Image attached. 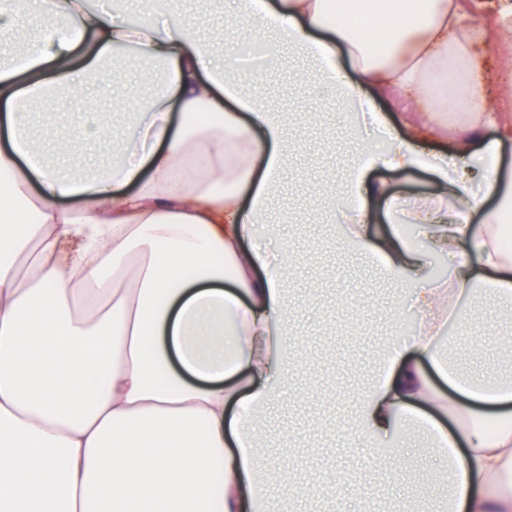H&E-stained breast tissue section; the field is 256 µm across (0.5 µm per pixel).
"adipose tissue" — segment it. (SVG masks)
Instances as JSON below:
<instances>
[{
  "instance_id": "adipose-tissue-1",
  "label": "adipose tissue",
  "mask_w": 512,
  "mask_h": 512,
  "mask_svg": "<svg viewBox=\"0 0 512 512\" xmlns=\"http://www.w3.org/2000/svg\"><path fill=\"white\" fill-rule=\"evenodd\" d=\"M474 0H376L360 28L332 20L331 0H229L224 52L204 20L144 8L141 24L87 0H0V50L19 19L45 21L44 39L0 65V512H262L276 492L263 478L259 417L287 396L292 366L285 281L295 258L253 246L286 164L291 116L272 111L261 84L237 79L242 32L272 60L308 66L295 79L326 89L354 123L382 136L359 146L323 206L384 276L405 279L424 327L393 338L362 398L359 429L389 457L406 427L423 430L448 463L446 512H512V380L461 373L458 346L439 354L448 298L512 302V253L498 230L512 194L483 223L468 215L499 189L512 138L502 101L512 86L481 70L487 25ZM133 45L165 77L136 115L119 162L78 178L112 128L98 120L91 75ZM76 104L80 139H57L69 168L50 165L25 133L24 101L44 93ZM464 93L465 113L448 106ZM386 102L389 113L376 109ZM492 137H485V130ZM422 169L439 193L402 212L423 247L399 233L373 237L368 201L386 197L376 170ZM499 193V192H498ZM448 257V281L424 274ZM436 370L454 394L437 390ZM502 407L494 434L470 428L463 450L431 414L457 394Z\"/></svg>"
}]
</instances>
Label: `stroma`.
I'll return each instance as SVG.
<instances>
[{
	"mask_svg": "<svg viewBox=\"0 0 512 512\" xmlns=\"http://www.w3.org/2000/svg\"><path fill=\"white\" fill-rule=\"evenodd\" d=\"M135 58L132 52L119 53L113 64L125 72L126 85L145 95L152 85ZM262 78L276 107L286 111L302 100L317 114L315 125H297L288 135L293 152L282 176L279 204L298 213L347 163V147L356 132L342 104L330 103L308 87L290 89L287 69H268ZM126 85H106L99 94L101 111L110 114L122 135L128 132L126 119L113 113L112 101L124 94ZM45 129L59 137L75 135L79 117L66 101L46 97L30 134L36 138ZM257 232L269 249L284 245L300 258L291 272L290 291L297 361L290 385L296 397L273 402L261 418L268 478L290 468L297 486L272 497L268 512H391L401 498L421 490L442 499L436 482L445 469L420 435L406 434L402 451L382 460L369 438L348 430L359 417V393L378 370L386 338L393 333L407 338L420 328L421 316L409 294L400 285L383 282L371 259L343 246L339 224L308 215L303 223L279 225L277 235H268L263 224ZM452 310L448 327L464 332L470 373H501V353L512 339V310L491 302L474 309L462 300ZM329 474L345 478V497L326 482Z\"/></svg>",
	"mask_w": 512,
	"mask_h": 512,
	"instance_id": "1",
	"label": "stroma"
}]
</instances>
